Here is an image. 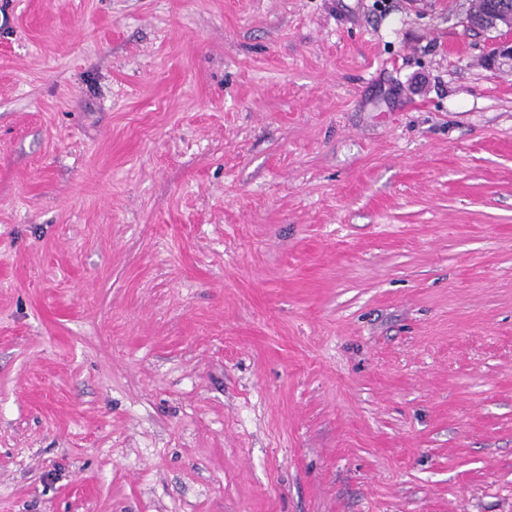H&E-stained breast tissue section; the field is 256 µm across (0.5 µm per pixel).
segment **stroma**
<instances>
[{
    "instance_id": "1",
    "label": "stroma",
    "mask_w": 512,
    "mask_h": 512,
    "mask_svg": "<svg viewBox=\"0 0 512 512\" xmlns=\"http://www.w3.org/2000/svg\"><path fill=\"white\" fill-rule=\"evenodd\" d=\"M470 7L0 0V512H512Z\"/></svg>"
}]
</instances>
